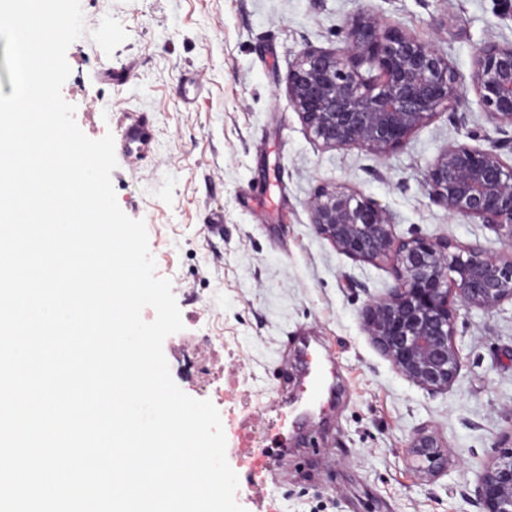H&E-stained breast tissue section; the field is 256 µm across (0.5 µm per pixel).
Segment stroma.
<instances>
[{
	"instance_id": "obj_1",
	"label": "stroma",
	"mask_w": 512,
	"mask_h": 512,
	"mask_svg": "<svg viewBox=\"0 0 512 512\" xmlns=\"http://www.w3.org/2000/svg\"><path fill=\"white\" fill-rule=\"evenodd\" d=\"M85 27L105 15L127 38L113 53L88 36L66 53L62 88L92 139L121 138V112L149 113L151 162L117 154L112 183L123 212L144 220L157 276L170 279L184 328L168 336L173 381L216 403L221 417L265 418L282 382L296 375L303 341H317L336 365V397L299 435L286 480L257 504L238 463L245 512H478L480 474L512 438V301L491 312L457 305L462 353L448 392L431 395L398 373L363 322L370 300L393 284V261L352 260L319 236L306 208L322 184L361 191L391 215L398 237L448 238L503 248L498 232L433 204L431 163L451 143L486 127L474 91L460 105L467 125L442 114L379 158L327 149L308 134L288 97V72L306 48L340 46L348 20L365 8L430 41L469 79L483 44L512 42L500 0H81ZM223 215V229L210 225ZM214 382L203 387L176 351L197 353L204 337ZM428 428L449 448L439 472L406 450Z\"/></svg>"
}]
</instances>
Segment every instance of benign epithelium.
Instances as JSON below:
<instances>
[{
    "instance_id": "1",
    "label": "benign epithelium",
    "mask_w": 512,
    "mask_h": 512,
    "mask_svg": "<svg viewBox=\"0 0 512 512\" xmlns=\"http://www.w3.org/2000/svg\"><path fill=\"white\" fill-rule=\"evenodd\" d=\"M470 84L497 138L470 133L487 148L449 144L429 166V199L448 214L496 229L506 250L480 242L453 254L446 238H399L390 213L354 189L321 185L308 201L317 234L351 259L393 258L394 284L369 302L364 324L376 349L429 394L448 391L461 367L450 300L495 310L512 301V43L488 42L475 55ZM466 87L434 45L366 9L346 25L340 47L306 48L288 73V96L314 140L331 149L357 148L379 158L403 146L445 112L458 125ZM407 453L434 471L445 464L437 439L422 430ZM475 499L482 512H512V446L481 474Z\"/></svg>"
}]
</instances>
